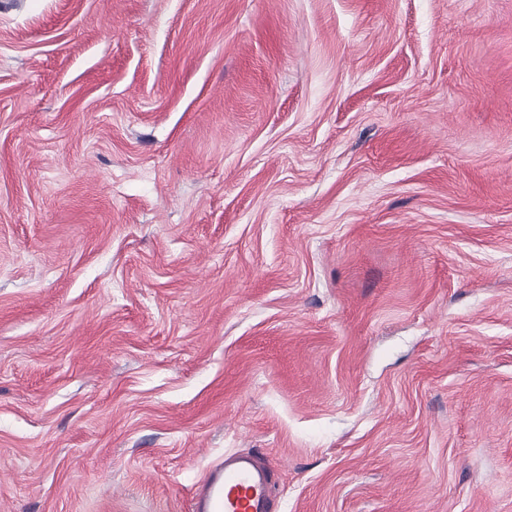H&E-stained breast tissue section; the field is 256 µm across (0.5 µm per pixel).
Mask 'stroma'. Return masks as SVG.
I'll use <instances>...</instances> for the list:
<instances>
[{
    "label": "stroma",
    "instance_id": "1",
    "mask_svg": "<svg viewBox=\"0 0 512 512\" xmlns=\"http://www.w3.org/2000/svg\"><path fill=\"white\" fill-rule=\"evenodd\" d=\"M512 512V0H0V512ZM271 469L250 453H228L195 512H273Z\"/></svg>",
    "mask_w": 512,
    "mask_h": 512
}]
</instances>
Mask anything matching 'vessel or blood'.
<instances>
[{"instance_id":"b4317fda","label":"vessel or blood","mask_w":512,"mask_h":512,"mask_svg":"<svg viewBox=\"0 0 512 512\" xmlns=\"http://www.w3.org/2000/svg\"><path fill=\"white\" fill-rule=\"evenodd\" d=\"M271 469L250 453H228L195 512H273Z\"/></svg>"}]
</instances>
